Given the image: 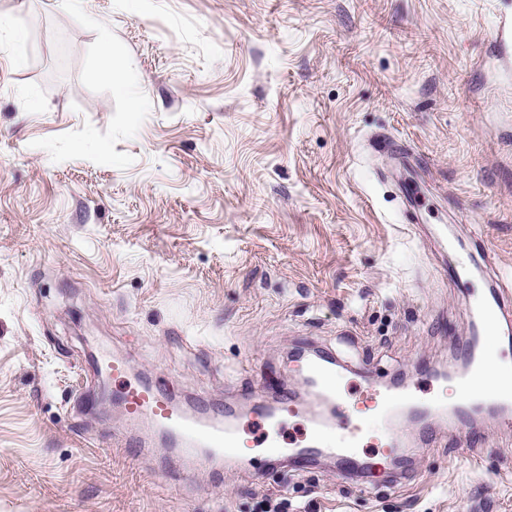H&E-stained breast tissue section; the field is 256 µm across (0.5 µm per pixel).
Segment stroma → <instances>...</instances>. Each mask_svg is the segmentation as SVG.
Returning <instances> with one entry per match:
<instances>
[{"instance_id": "1", "label": "stroma", "mask_w": 512, "mask_h": 512, "mask_svg": "<svg viewBox=\"0 0 512 512\" xmlns=\"http://www.w3.org/2000/svg\"><path fill=\"white\" fill-rule=\"evenodd\" d=\"M512 0H0V512H512V428L432 437L405 479L246 461L187 474L121 447L106 345L184 398L298 392L312 341L381 383L441 377L473 297L446 238L512 275ZM120 49L129 93L99 77ZM139 109H131L129 97ZM391 135L420 170L374 152ZM427 211L408 223L400 182Z\"/></svg>"}]
</instances>
